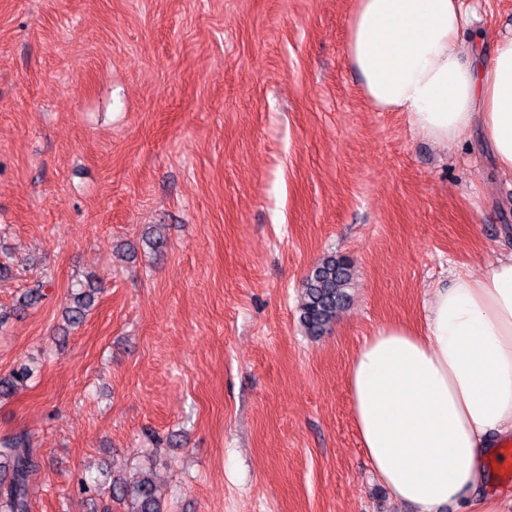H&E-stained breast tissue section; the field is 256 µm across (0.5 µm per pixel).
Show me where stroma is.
<instances>
[{
    "mask_svg": "<svg viewBox=\"0 0 512 512\" xmlns=\"http://www.w3.org/2000/svg\"><path fill=\"white\" fill-rule=\"evenodd\" d=\"M464 2L512 35V0ZM354 4L0 0V376L39 366L0 438L37 452L31 512H94L78 479L141 468L163 512H411L358 442L350 361L512 252V178L479 133L445 148L369 103ZM331 253L351 301L313 337L301 289ZM75 286L76 285H73L71 287V296H73L75 305L66 311L67 322L70 325H79L83 322L85 317V309L91 306L93 301L92 292L95 291V288L85 289L82 285H80L79 288Z\"/></svg>",
    "mask_w": 512,
    "mask_h": 512,
    "instance_id": "1",
    "label": "stroma"
}]
</instances>
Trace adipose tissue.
I'll return each mask as SVG.
<instances>
[{"instance_id":"adipose-tissue-1","label":"adipose tissue","mask_w":512,"mask_h":512,"mask_svg":"<svg viewBox=\"0 0 512 512\" xmlns=\"http://www.w3.org/2000/svg\"><path fill=\"white\" fill-rule=\"evenodd\" d=\"M462 0H356L345 55L364 95L442 146L481 129L512 174V36L484 54ZM360 446L414 512L473 503L512 438V253L434 286L421 327L382 326L348 370Z\"/></svg>"}]
</instances>
